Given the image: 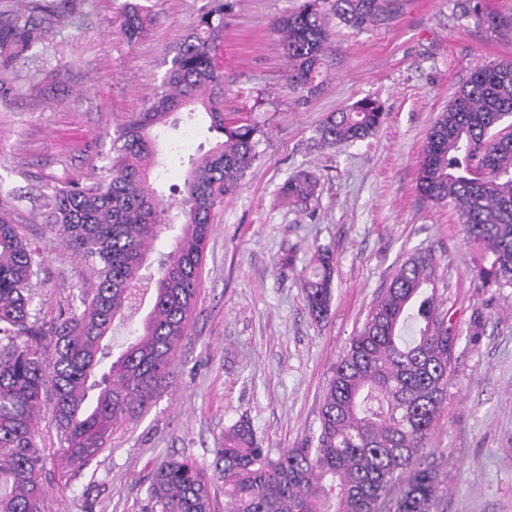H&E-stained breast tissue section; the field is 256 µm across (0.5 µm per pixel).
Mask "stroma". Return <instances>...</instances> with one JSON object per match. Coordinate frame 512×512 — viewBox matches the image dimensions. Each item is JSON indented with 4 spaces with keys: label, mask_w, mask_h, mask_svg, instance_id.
Segmentation results:
<instances>
[{
    "label": "stroma",
    "mask_w": 512,
    "mask_h": 512,
    "mask_svg": "<svg viewBox=\"0 0 512 512\" xmlns=\"http://www.w3.org/2000/svg\"><path fill=\"white\" fill-rule=\"evenodd\" d=\"M131 3L147 18L133 44L120 32ZM206 3L70 0L67 16L41 23L36 53L9 70L0 207L41 250L35 305L44 329L60 310L81 309L95 275L92 262L59 242L40 197L104 165L114 128L153 96ZM300 3L233 0L225 14L224 109L260 121L266 138L240 191L218 212L196 310L154 404L118 427L87 469L75 473L48 458L45 512H142L161 460L210 463L225 428L243 417L271 450L312 441L332 364L419 249L439 263L438 294L459 335L431 439L446 488L439 510L512 512V287H480L455 211L416 191L429 128L476 65L512 60V39L476 23L467 0H402L386 23L333 27L324 85L304 99L288 85L273 27ZM365 97L384 107L375 134L315 148L325 117ZM187 132L192 155L216 142L197 111L175 113L157 129L163 163L154 187L167 203L190 168L171 160L169 148ZM302 170L320 179L303 210L278 195ZM319 246L334 255L333 301L322 322L304 307L299 270ZM286 249L296 252L298 269L278 266Z\"/></svg>",
    "instance_id": "1"
}]
</instances>
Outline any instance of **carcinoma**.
<instances>
[{"label":"carcinoma","mask_w":512,"mask_h":512,"mask_svg":"<svg viewBox=\"0 0 512 512\" xmlns=\"http://www.w3.org/2000/svg\"><path fill=\"white\" fill-rule=\"evenodd\" d=\"M400 0H303L275 24L288 58V84L303 98L318 94L333 51L332 20L353 29L384 23ZM228 0H208L179 42L161 90L113 132L108 163L95 181H68L43 196L46 221L74 253L95 264L96 288L77 313L62 311L50 334L33 308L40 252L0 211V512H44V449L37 417L50 405L63 445L54 455L75 471L103 450L119 424L145 413L168 374L195 310L212 225L235 195L266 134L252 119L224 113V71L218 54ZM478 21L512 35V16L475 0ZM136 9L124 15L123 36L143 34ZM31 13L0 22V61L26 57L37 45ZM190 105L222 135L191 162L180 199L167 206L153 187L156 149L151 130ZM382 105L362 98L330 113L317 129L319 149L370 137ZM512 60L474 69L430 128L420 154L417 189L453 204L466 240L480 248L473 277L483 288L512 286ZM319 179L300 172L283 183L282 201L305 208ZM176 214H171L172 210ZM180 219V233L159 261L146 262ZM437 261L413 253L397 270L363 329L336 361L326 387L315 444L263 446L249 420L224 430L205 466L168 458L152 474L146 512H214L212 477L224 483V512H439L444 488L431 447L448 382L450 337L437 294ZM333 255L317 248L302 268L305 307L327 319L333 298ZM150 310L130 332L100 382L91 381L112 335L144 298Z\"/></svg>","instance_id":"carcinoma-1"}]
</instances>
